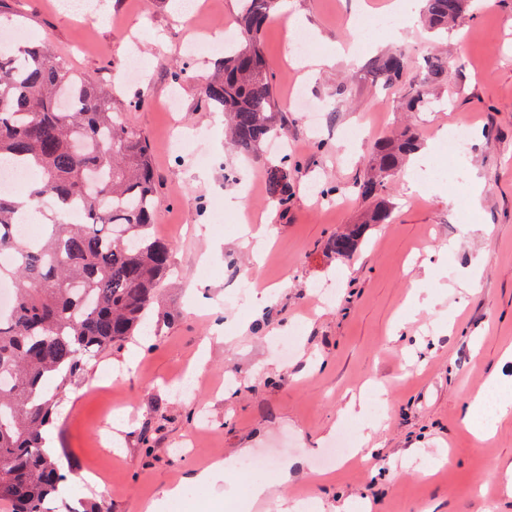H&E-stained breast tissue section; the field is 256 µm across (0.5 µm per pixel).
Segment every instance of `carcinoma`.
Listing matches in <instances>:
<instances>
[{
  "mask_svg": "<svg viewBox=\"0 0 512 512\" xmlns=\"http://www.w3.org/2000/svg\"><path fill=\"white\" fill-rule=\"evenodd\" d=\"M281 0H240L238 47L224 52L203 103L224 113L231 146L256 154L283 134L274 77L260 45ZM469 0H424L423 19L446 29L468 13ZM388 83L402 79L394 53L375 60ZM405 130L378 145L373 171L355 192L374 202L367 220L332 236L338 257L355 253L373 224L390 217L386 183L419 148ZM17 165L42 184L53 216L33 244L15 231L21 203L0 192V280L15 302L0 314V503L11 512H55L68 480L42 433L55 404L77 389L90 364L150 329L148 313L171 271L169 243L156 234V186L150 148L112 111V90L76 73L48 42L0 53V166ZM300 165L284 156L266 170L270 195L288 205ZM79 512H112L107 494Z\"/></svg>",
  "mask_w": 512,
  "mask_h": 512,
  "instance_id": "cac0c4a2",
  "label": "carcinoma"
}]
</instances>
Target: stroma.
<instances>
[{
  "label": "stroma",
  "mask_w": 512,
  "mask_h": 512,
  "mask_svg": "<svg viewBox=\"0 0 512 512\" xmlns=\"http://www.w3.org/2000/svg\"><path fill=\"white\" fill-rule=\"evenodd\" d=\"M61 3L0 0V24L48 38L79 73L109 74L113 111L150 145L155 224L173 265L152 312L160 339L112 352L57 408L54 453L72 485L105 478L112 512H146L182 482L185 512H224L225 499L238 508L249 502L252 475L239 474L228 496L223 483H192L194 473L217 459L275 451L289 475L268 478L251 512H278L284 500L307 503L308 512L346 502L352 512H512V496L489 492L495 466L512 463V413L484 438L464 422L469 397L488 377L512 391L504 356L512 348V0L489 8L471 0L470 18L446 32L413 17L395 39L376 25L391 0H282L261 43L288 153L301 165L284 208L262 189L241 204L235 174L264 175L280 155L227 147L223 114L200 97L210 62L186 55L191 31L180 0H88L86 18ZM295 16L303 20L297 29L288 25ZM298 31L310 47L296 55L289 45ZM348 40L354 52L334 68H302ZM395 51L407 60L402 80L375 79L374 60ZM131 55L142 62V82L123 74ZM433 57L445 65L438 82L427 71ZM413 93L423 99L414 110ZM173 95L179 109L169 112ZM301 98L319 104L318 126L297 108ZM362 125L368 137L346 141ZM462 125L470 134L458 160L441 147ZM405 126L434 161L420 196L407 194L412 168L404 166L388 184L389 223L372 227L351 257L327 252V239L360 223L369 206L350 186L378 143ZM471 168L480 189L458 185ZM316 186L336 192L317 202ZM461 189L478 203H459ZM218 206L220 224L212 221ZM245 218L272 229L261 257L240 246ZM473 266L474 283L463 285ZM242 277L273 295L262 322L250 323L251 306L226 304ZM417 287L437 291L436 302L418 305ZM285 325L298 330L286 358L277 350ZM201 354L207 362L194 392L177 394L176 378ZM354 398L365 410L346 414ZM110 407L133 413L115 457L96 436ZM343 432L378 456L320 466Z\"/></svg>",
  "instance_id": "35a3bbf8"
}]
</instances>
